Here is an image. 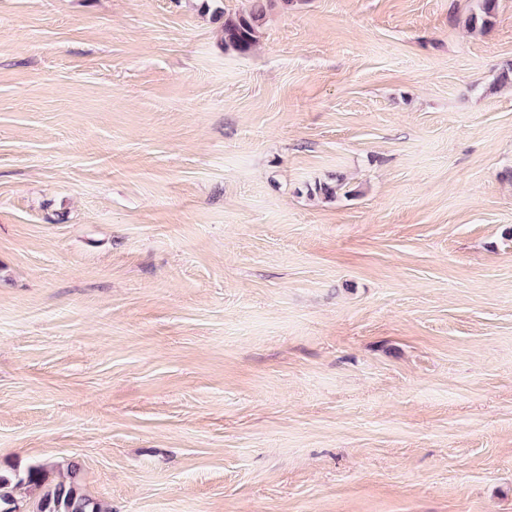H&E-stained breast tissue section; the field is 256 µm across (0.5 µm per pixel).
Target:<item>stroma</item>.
I'll return each instance as SVG.
<instances>
[{
	"instance_id": "1",
	"label": "stroma",
	"mask_w": 512,
	"mask_h": 512,
	"mask_svg": "<svg viewBox=\"0 0 512 512\" xmlns=\"http://www.w3.org/2000/svg\"><path fill=\"white\" fill-rule=\"evenodd\" d=\"M476 10L299 0L239 54L202 0H0V471L512 512V0Z\"/></svg>"
}]
</instances>
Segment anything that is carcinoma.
Returning a JSON list of instances; mask_svg holds the SVG:
<instances>
[{
    "label": "carcinoma",
    "mask_w": 512,
    "mask_h": 512,
    "mask_svg": "<svg viewBox=\"0 0 512 512\" xmlns=\"http://www.w3.org/2000/svg\"><path fill=\"white\" fill-rule=\"evenodd\" d=\"M249 2L247 9L234 13L220 7L214 10V14L224 19V46L242 54L256 46L267 10L278 4L287 9L296 0ZM496 9V0H480L478 12L470 15L468 24L472 27L487 26L494 18ZM52 470L51 466L39 464L10 475L0 473V512H20L18 493L27 489L40 491L32 512H111L106 505L81 492L76 467H70L67 476L58 481L49 478Z\"/></svg>",
    "instance_id": "obj_1"
}]
</instances>
